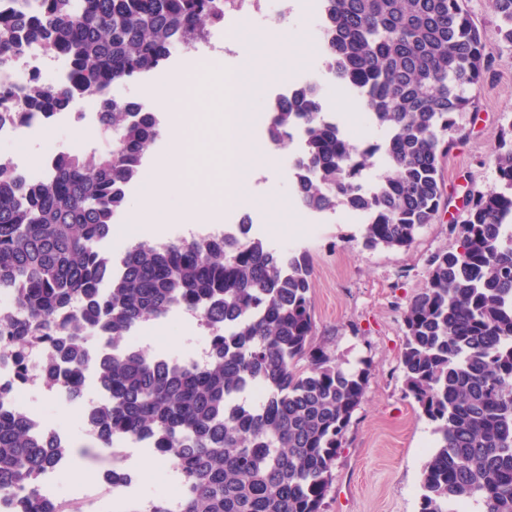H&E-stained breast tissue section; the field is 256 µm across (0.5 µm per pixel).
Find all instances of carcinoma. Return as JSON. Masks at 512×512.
<instances>
[{
  "mask_svg": "<svg viewBox=\"0 0 512 512\" xmlns=\"http://www.w3.org/2000/svg\"><path fill=\"white\" fill-rule=\"evenodd\" d=\"M23 0L0 12V66L36 42L67 57L70 85L29 83L22 106L0 85V122L102 95L100 132L112 149L60 155L33 186L0 162V287L19 313L0 320V352L20 379L43 355L40 378L77 391L95 331L104 341L96 376L106 396L91 411L98 444L135 436L174 464L179 512H321L332 466L367 384L311 347V268L304 253L266 248L249 224L220 241L136 243L120 267L100 250L124 187L160 137L154 113L107 93L162 64L176 45L208 34L228 0ZM512 44V0H491ZM324 63L352 88L384 131L356 145L321 118L308 85L272 107L275 145L306 126L297 200L326 213L367 210L365 245L408 248L446 206L441 161L474 109L468 88L493 60L464 0H322ZM388 173L374 192L362 173L375 154ZM500 187L468 194L448 249L428 259L424 288L404 312L405 385L435 425L438 445L422 473L420 512H512V139L494 157ZM177 305L210 328L200 368L161 361L125 337ZM305 360L307 364L299 365ZM263 389L252 403L244 394ZM71 454L0 406V496L13 512H66L39 492L45 471Z\"/></svg>",
  "mask_w": 512,
  "mask_h": 512,
  "instance_id": "obj_1",
  "label": "carcinoma"
}]
</instances>
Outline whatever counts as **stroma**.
<instances>
[{
  "instance_id": "1",
  "label": "stroma",
  "mask_w": 512,
  "mask_h": 512,
  "mask_svg": "<svg viewBox=\"0 0 512 512\" xmlns=\"http://www.w3.org/2000/svg\"><path fill=\"white\" fill-rule=\"evenodd\" d=\"M319 7L313 0L310 10L290 11L284 35L253 23L240 54L225 56L224 70H236L241 59L254 56L263 66L276 68L286 45L292 75L312 71L319 49L308 29L310 12ZM466 7L495 62L474 90L476 111L459 119L463 138L444 160L448 205L434 223L419 230L410 248L365 247L362 225L350 223L345 209L316 214L303 207L292 181L280 172V158L292 151L288 143L245 185L235 212L215 216L216 222L234 224L240 215H251L265 224L262 240L270 249L306 252L312 271L313 347L341 368L361 360L368 368L365 396L345 433L322 512H419L422 471L436 436L433 423L406 394L400 364L404 311L425 285L428 257L447 249L448 227L462 220L468 191L497 185L495 149L502 136H512V45L498 31L490 0H466ZM327 93L349 139L357 144L379 140V128L358 109L355 93L333 82ZM225 109L224 96L209 91L186 97L175 112L157 103L151 107L161 121L202 129L212 148L199 161L217 171L224 164Z\"/></svg>"
}]
</instances>
